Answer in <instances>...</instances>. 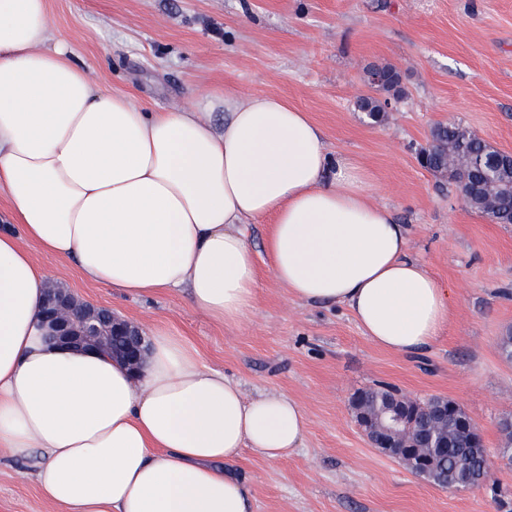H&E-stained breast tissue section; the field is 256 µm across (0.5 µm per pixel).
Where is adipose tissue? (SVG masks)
Here are the masks:
<instances>
[{
  "instance_id": "adipose-tissue-1",
  "label": "adipose tissue",
  "mask_w": 512,
  "mask_h": 512,
  "mask_svg": "<svg viewBox=\"0 0 512 512\" xmlns=\"http://www.w3.org/2000/svg\"><path fill=\"white\" fill-rule=\"evenodd\" d=\"M195 111L145 112L72 64L47 0H0V447L40 449L36 481L61 512H252L229 465L279 459L306 416L285 395L244 400L169 329L140 379L104 353L47 343L50 279L25 248L76 261L103 288H183L227 325L258 283L244 224L268 223L273 278L297 300L343 304L378 346L416 353L446 330L449 293L371 200L367 171L331 154L286 98L225 95L223 132Z\"/></svg>"
}]
</instances>
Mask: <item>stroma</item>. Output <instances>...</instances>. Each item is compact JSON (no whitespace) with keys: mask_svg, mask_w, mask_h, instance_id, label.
Listing matches in <instances>:
<instances>
[{"mask_svg":"<svg viewBox=\"0 0 512 512\" xmlns=\"http://www.w3.org/2000/svg\"><path fill=\"white\" fill-rule=\"evenodd\" d=\"M73 64L144 111L193 109L200 95H278L309 116L327 149L370 174L373 200L408 230L412 257L449 288L447 331L419 353L375 345L347 306L303 303L278 283L247 238L259 271L252 309L227 325L182 290L126 295L87 281L74 262L26 249L80 298L145 328L186 339L201 364L245 397L284 394L303 409L299 448L270 460L244 449L234 463L253 512H502L487 487L450 491L370 447L351 403L377 382L425 400L455 401L481 430L495 477L512 490L499 423L512 418V224L470 209L419 157L436 124L467 126L512 153V0H47ZM394 66L401 92L381 122L359 101L367 68ZM42 457L0 448V512H59L41 494Z\"/></svg>","mask_w":512,"mask_h":512,"instance_id":"35a3bbf8","label":"stroma"}]
</instances>
